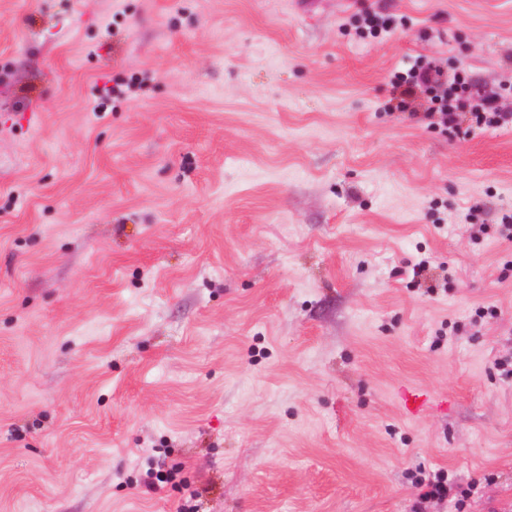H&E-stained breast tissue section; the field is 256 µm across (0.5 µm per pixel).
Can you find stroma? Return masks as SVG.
Returning a JSON list of instances; mask_svg holds the SVG:
<instances>
[{"instance_id": "1", "label": "stroma", "mask_w": 512, "mask_h": 512, "mask_svg": "<svg viewBox=\"0 0 512 512\" xmlns=\"http://www.w3.org/2000/svg\"><path fill=\"white\" fill-rule=\"evenodd\" d=\"M419 57L512 112V0H0V512H512V129ZM391 85V112L416 113L419 105L427 115L439 114V124L449 132L465 120L477 128L512 129V113L502 111L499 95L473 92L475 81L465 68L448 75L434 62L417 58L406 72L393 74ZM419 93L425 94L424 104L416 103ZM419 473L421 476L416 480V483L421 488V498L448 502L449 493L452 490L448 473L437 470L435 473L429 474L427 478L422 471Z\"/></svg>"}]
</instances>
